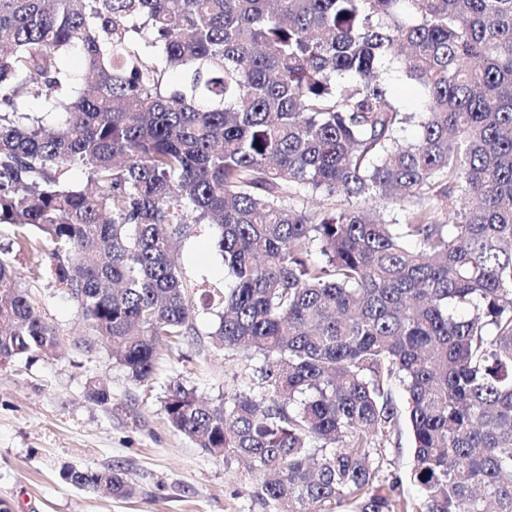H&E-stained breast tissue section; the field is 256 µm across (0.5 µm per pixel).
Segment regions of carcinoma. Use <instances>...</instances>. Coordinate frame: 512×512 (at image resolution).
I'll return each instance as SVG.
<instances>
[{"label": "carcinoma", "mask_w": 512, "mask_h": 512, "mask_svg": "<svg viewBox=\"0 0 512 512\" xmlns=\"http://www.w3.org/2000/svg\"><path fill=\"white\" fill-rule=\"evenodd\" d=\"M0 224L143 385L196 334L174 242L217 229L203 307L265 398L172 380L164 410L275 512H512V0H0ZM62 352L0 255V365ZM402 420L416 501L372 466ZM60 477L136 494L118 464ZM379 72L406 112L421 111L424 104V93L417 83L407 78L404 73L396 69H389V66L386 65L380 67Z\"/></svg>", "instance_id": "obj_1"}]
</instances>
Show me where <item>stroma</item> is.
<instances>
[{
  "instance_id": "obj_1",
  "label": "stroma",
  "mask_w": 512,
  "mask_h": 512,
  "mask_svg": "<svg viewBox=\"0 0 512 512\" xmlns=\"http://www.w3.org/2000/svg\"><path fill=\"white\" fill-rule=\"evenodd\" d=\"M180 261L195 285H223L224 260L212 227L181 242ZM24 285L66 350L30 364L0 365V512H274L257 496L258 476L198 448L171 428L163 409L165 385L172 379L209 400L235 389L262 397L252 380L260 355L216 344V314L198 310L195 336L161 346L157 376L142 385L112 362L61 291L43 280ZM91 382L107 390V403L87 399ZM380 446L378 481L404 474L409 430L381 439ZM113 464L136 485L133 498L81 490L59 475L65 466Z\"/></svg>"
}]
</instances>
